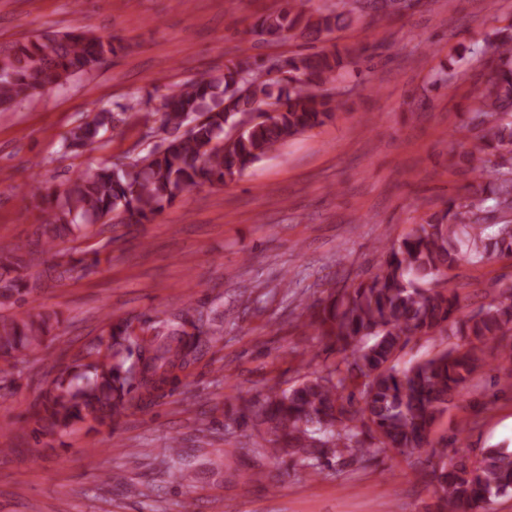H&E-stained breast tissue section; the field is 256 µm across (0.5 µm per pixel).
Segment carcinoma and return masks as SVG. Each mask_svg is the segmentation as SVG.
Wrapping results in <instances>:
<instances>
[{
	"mask_svg": "<svg viewBox=\"0 0 512 512\" xmlns=\"http://www.w3.org/2000/svg\"><path fill=\"white\" fill-rule=\"evenodd\" d=\"M360 9L305 13L283 8L255 23L265 41L300 38L319 50L299 53L273 68L244 55L216 75L197 73L176 86L161 106L165 149L112 167L81 171L69 180L63 199L44 209L41 241L26 252L0 246V306L29 293L24 271L78 249L92 224L113 216L150 222L185 190L225 183L288 140L337 118V82L348 56L324 46ZM492 54L482 59L483 80L471 110L469 140L454 164L488 180L482 192L415 225L400 240L382 243L376 273L330 295L311 316L336 347V359L293 385L267 387L224 412L257 432L271 458H287L314 477L357 471L380 452L411 456L448 441L435 438L440 416L482 370L485 348L496 344L497 370L512 380V283L478 313L461 316L458 288L448 272L461 263L479 264L512 256V222L488 215L512 211V33H494ZM112 41L73 30L17 42L0 50V109L27 101L96 70ZM268 106L273 115L234 133L240 118ZM101 109L72 129L66 148L76 152L102 127L124 121ZM501 159L489 170L488 157ZM57 312L0 315V360L43 348L58 327ZM150 336L133 338L132 321L107 324L85 355L60 369L30 416L35 439L63 437L86 427L115 422L163 390V385L198 359L203 346L224 327L195 307H185L149 326ZM441 336L447 346L433 357L399 368L400 352L414 338ZM439 512H485L496 498L512 495V454L485 448L473 462L458 450L433 472Z\"/></svg>",
	"mask_w": 512,
	"mask_h": 512,
	"instance_id": "cac0c4a2",
	"label": "carcinoma"
}]
</instances>
